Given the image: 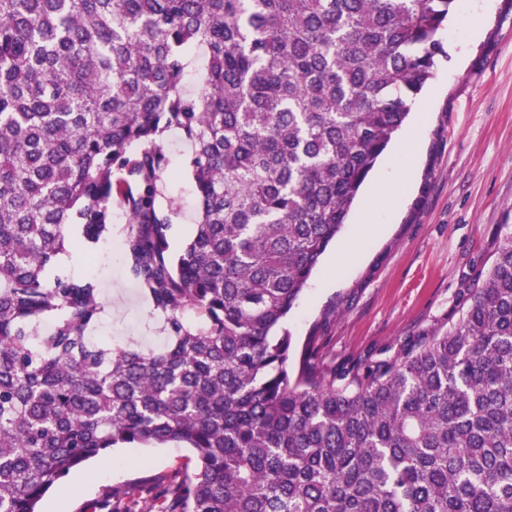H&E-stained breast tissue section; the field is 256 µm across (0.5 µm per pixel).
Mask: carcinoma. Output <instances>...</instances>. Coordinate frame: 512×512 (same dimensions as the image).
Returning a JSON list of instances; mask_svg holds the SVG:
<instances>
[{"mask_svg":"<svg viewBox=\"0 0 512 512\" xmlns=\"http://www.w3.org/2000/svg\"><path fill=\"white\" fill-rule=\"evenodd\" d=\"M457 4L0 0V512L167 443L196 465L150 512H512V236L459 320L393 360L319 371L276 333ZM172 128L197 191L177 255L158 205ZM115 197L160 348L94 342L95 278L44 276L70 225L80 245L109 232Z\"/></svg>","mask_w":512,"mask_h":512,"instance_id":"cac0c4a2","label":"carcinoma"}]
</instances>
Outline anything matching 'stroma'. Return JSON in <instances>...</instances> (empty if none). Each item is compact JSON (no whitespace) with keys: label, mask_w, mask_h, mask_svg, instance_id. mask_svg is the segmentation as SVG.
Segmentation results:
<instances>
[{"label":"stroma","mask_w":512,"mask_h":512,"mask_svg":"<svg viewBox=\"0 0 512 512\" xmlns=\"http://www.w3.org/2000/svg\"><path fill=\"white\" fill-rule=\"evenodd\" d=\"M440 37L447 55L422 90L431 109L409 113L369 174L408 191L376 222L353 207L285 323L295 348L315 340L322 364L391 359L407 341L456 323L465 290L481 286L512 233V0H459ZM162 147L170 164L161 202L177 210L168 231L177 252L195 218L192 146L172 129ZM45 275L96 276L109 307L96 341L162 344L161 321L128 278L122 253L98 243L60 255ZM193 464L190 451L173 443L119 448L73 471L42 512H90L101 502L122 512L124 490L150 501Z\"/></svg>","instance_id":"stroma-1"}]
</instances>
